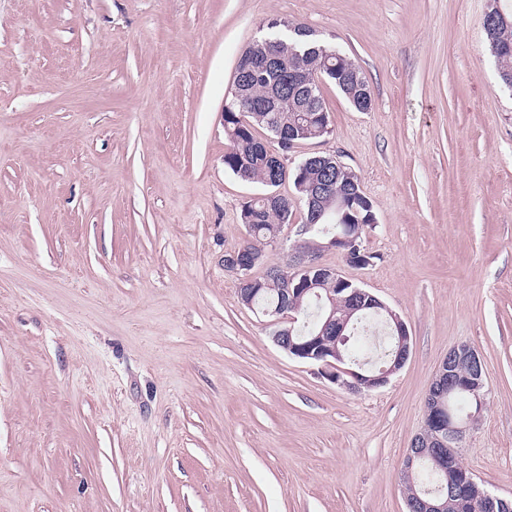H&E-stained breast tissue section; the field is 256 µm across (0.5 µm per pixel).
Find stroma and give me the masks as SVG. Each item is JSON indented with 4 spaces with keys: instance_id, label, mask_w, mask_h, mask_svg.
<instances>
[{
    "instance_id": "35a3bbf8",
    "label": "stroma",
    "mask_w": 512,
    "mask_h": 512,
    "mask_svg": "<svg viewBox=\"0 0 512 512\" xmlns=\"http://www.w3.org/2000/svg\"><path fill=\"white\" fill-rule=\"evenodd\" d=\"M492 0H0V512H407L450 348L483 357L458 454L512 497V92ZM279 19L356 61L360 112L298 146L354 170L374 256L322 264L406 322L352 391L274 344L226 249L261 191L224 166L242 52ZM494 2H498L500 7L497 5L493 6L489 11L491 14H496L499 17V21L496 23L495 20L492 19L491 21H487L489 23L485 24L484 19L487 15L486 13L482 20V27L487 37L489 51L501 83L505 88L512 91V52L501 51V47L505 45L512 46V7L511 3L510 5H501L498 0ZM498 8L503 11L507 22H505L503 17L499 14Z\"/></svg>"
}]
</instances>
